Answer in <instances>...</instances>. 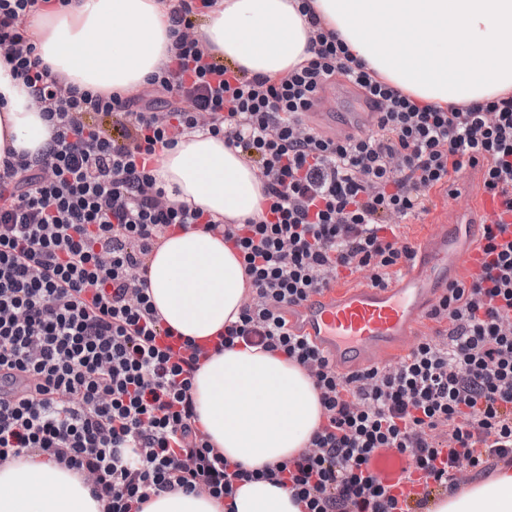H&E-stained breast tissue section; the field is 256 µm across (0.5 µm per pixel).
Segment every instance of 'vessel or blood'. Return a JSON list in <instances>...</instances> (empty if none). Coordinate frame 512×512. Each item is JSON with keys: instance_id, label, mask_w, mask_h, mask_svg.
Returning <instances> with one entry per match:
<instances>
[{"instance_id": "obj_1", "label": "vessel or blood", "mask_w": 512, "mask_h": 512, "mask_svg": "<svg viewBox=\"0 0 512 512\" xmlns=\"http://www.w3.org/2000/svg\"><path fill=\"white\" fill-rule=\"evenodd\" d=\"M374 112H352L333 124L338 136L370 128ZM491 197L472 202L466 194L448 200V216L433 226L428 240L416 250L401 280L386 288H344L333 284L309 301L289 307L288 320L297 333L308 336L344 373L367 366L388 365L412 348L416 325L436 295L459 273H479L481 257L466 242L471 227L497 213ZM406 458L392 449L378 451L371 469L394 492L413 494L420 484L403 476Z\"/></svg>"}]
</instances>
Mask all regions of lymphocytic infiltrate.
Segmentation results:
<instances>
[{
	"label": "lymphocytic infiltrate",
	"mask_w": 512,
	"mask_h": 512,
	"mask_svg": "<svg viewBox=\"0 0 512 512\" xmlns=\"http://www.w3.org/2000/svg\"><path fill=\"white\" fill-rule=\"evenodd\" d=\"M39 0H0V51L54 127L48 150L0 160V468L54 460L88 484L103 512H143L167 492L232 498L239 482L287 488L302 512H427L460 490L458 472L512 465V93L440 107L419 102L351 59L309 17L312 56L279 80L213 59L192 33L216 0H177L167 68L145 96L105 95L51 76L26 32ZM343 79L379 116L334 138L308 121ZM191 132L223 137L259 171L266 208L219 224L174 205L157 151ZM479 168L498 199L477 247L480 275L449 283L430 310L434 335L390 366L340 373L288 325L290 306L366 273L385 287L415 252L401 224L432 194ZM221 235L250 291L215 352L243 345L301 367L322 419L300 453L250 471L230 463L196 421L204 352L170 337L148 294L146 259L178 230ZM410 461L399 498L370 469L378 449Z\"/></svg>",
	"instance_id": "lymphocytic-infiltrate-1"
}]
</instances>
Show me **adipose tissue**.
Returning a JSON list of instances; mask_svg holds the SVG:
<instances>
[{"mask_svg":"<svg viewBox=\"0 0 512 512\" xmlns=\"http://www.w3.org/2000/svg\"><path fill=\"white\" fill-rule=\"evenodd\" d=\"M301 0H217L197 37L208 54L248 74L282 77L309 59ZM351 55L419 101L448 106L512 91V0H311ZM174 0H67L41 6L26 29L52 75L81 89L132 94L171 59ZM0 53V150L37 157L52 129ZM170 200L213 220L244 223L265 207L256 169L223 138L195 133L157 157ZM149 293L165 326L205 342L237 320L248 292L242 264L222 237H167L147 258ZM199 422L225 458L253 470L291 459L321 422L311 380L271 352L235 348L196 373ZM431 512H512V469L455 494ZM0 512H101L89 487L36 456L0 468ZM145 512H301L288 489L264 480L238 488L233 507L204 493H167Z\"/></svg>","mask_w":512,"mask_h":512,"instance_id":"adipose-tissue-1","label":"adipose tissue"}]
</instances>
